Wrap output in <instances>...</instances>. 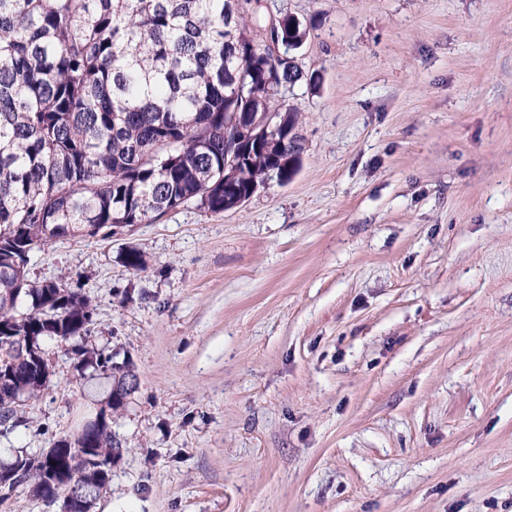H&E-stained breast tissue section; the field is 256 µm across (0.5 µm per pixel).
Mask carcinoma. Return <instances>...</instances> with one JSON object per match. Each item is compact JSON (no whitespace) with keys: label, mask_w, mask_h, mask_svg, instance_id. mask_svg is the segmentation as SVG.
<instances>
[{"label":"carcinoma","mask_w":512,"mask_h":512,"mask_svg":"<svg viewBox=\"0 0 512 512\" xmlns=\"http://www.w3.org/2000/svg\"><path fill=\"white\" fill-rule=\"evenodd\" d=\"M232 0H0V431L49 386L45 345L68 347L79 377L112 379L92 427L51 452L0 460V497L20 486L52 504L73 487L95 501L123 444L112 413L131 365L92 343V300L28 277L30 255L68 237L112 236L187 203L215 214L302 153L299 113L283 90L302 77L309 31L286 15L283 57L267 53L261 4ZM236 112H277L267 140L237 144ZM159 154L153 163L145 157ZM230 168L224 169V162Z\"/></svg>","instance_id":"obj_1"}]
</instances>
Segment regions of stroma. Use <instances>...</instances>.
I'll return each mask as SVG.
<instances>
[{"label":"stroma","mask_w":512,"mask_h":512,"mask_svg":"<svg viewBox=\"0 0 512 512\" xmlns=\"http://www.w3.org/2000/svg\"><path fill=\"white\" fill-rule=\"evenodd\" d=\"M263 5L309 30L288 183L27 266L138 375L91 512H512V0ZM47 352L2 456L110 389Z\"/></svg>","instance_id":"stroma-1"}]
</instances>
